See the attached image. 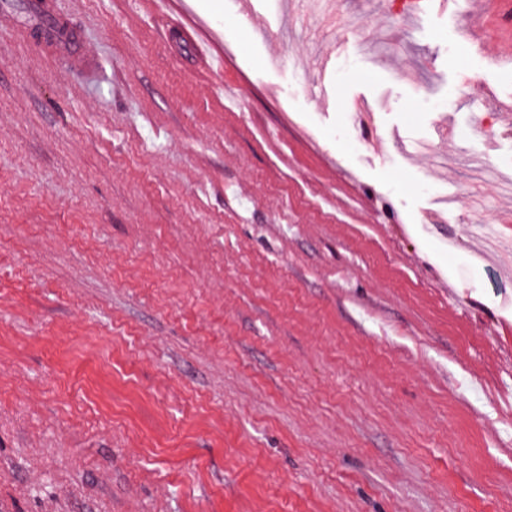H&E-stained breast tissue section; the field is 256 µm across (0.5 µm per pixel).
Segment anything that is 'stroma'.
<instances>
[{"instance_id": "35a3bbf8", "label": "stroma", "mask_w": 512, "mask_h": 512, "mask_svg": "<svg viewBox=\"0 0 512 512\" xmlns=\"http://www.w3.org/2000/svg\"><path fill=\"white\" fill-rule=\"evenodd\" d=\"M51 2L98 70L0 30V512H512V42L180 0L212 75ZM177 30L180 37L192 46L195 57L202 61L209 71L223 73V55L216 50L213 42L201 29L178 22Z\"/></svg>"}]
</instances>
